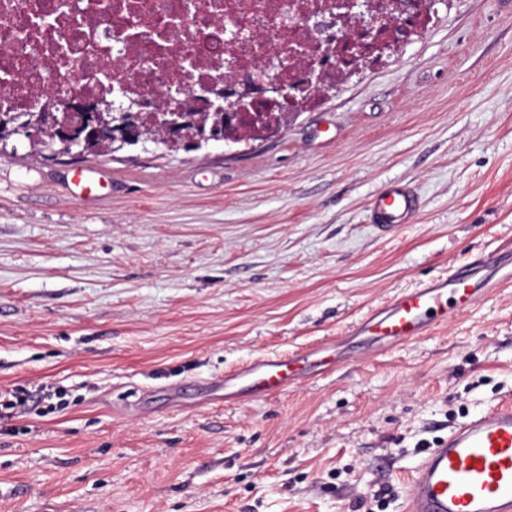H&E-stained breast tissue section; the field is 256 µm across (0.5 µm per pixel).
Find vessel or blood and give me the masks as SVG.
<instances>
[{"mask_svg": "<svg viewBox=\"0 0 512 512\" xmlns=\"http://www.w3.org/2000/svg\"><path fill=\"white\" fill-rule=\"evenodd\" d=\"M421 207L415 189L392 183L370 202V221L386 234L413 223ZM512 281V252L483 257L466 271L406 289L360 320L349 334L390 347L447 325L489 289ZM341 340L269 360L225 376L228 396H268L338 364ZM406 512H512V402L488 409L451 429L415 466L408 479Z\"/></svg>", "mask_w": 512, "mask_h": 512, "instance_id": "vessel-or-blood-1", "label": "vessel or blood"}]
</instances>
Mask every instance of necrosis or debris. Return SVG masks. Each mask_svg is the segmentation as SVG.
<instances>
[{
    "label": "necrosis or debris",
    "mask_w": 512,
    "mask_h": 512,
    "mask_svg": "<svg viewBox=\"0 0 512 512\" xmlns=\"http://www.w3.org/2000/svg\"><path fill=\"white\" fill-rule=\"evenodd\" d=\"M336 27L318 0H0V112L77 95L231 91L247 75L334 81L310 44Z\"/></svg>",
    "instance_id": "obj_1"
}]
</instances>
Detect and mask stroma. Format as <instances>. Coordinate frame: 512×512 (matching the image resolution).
Instances as JSON below:
<instances>
[{
	"mask_svg": "<svg viewBox=\"0 0 512 512\" xmlns=\"http://www.w3.org/2000/svg\"><path fill=\"white\" fill-rule=\"evenodd\" d=\"M92 168L95 198L72 192ZM407 183L395 236L373 195ZM512 243V0H438L275 135L0 151V512H404L437 437L512 400V286L268 398L199 394ZM420 197L407 183H392L379 190L370 202V222L386 234H394L416 219Z\"/></svg>",
	"mask_w": 512,
	"mask_h": 512,
	"instance_id": "35a3bbf8",
	"label": "stroma"
}]
</instances>
